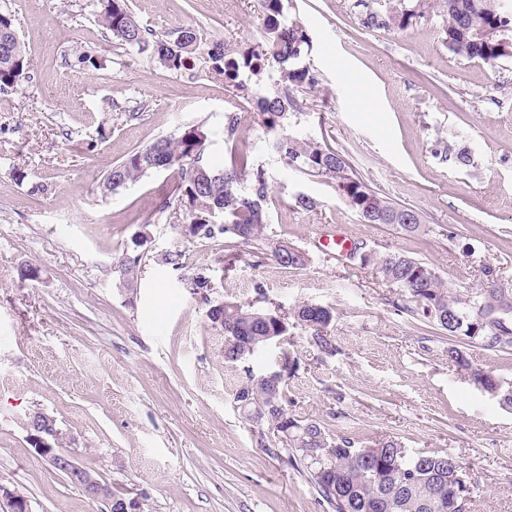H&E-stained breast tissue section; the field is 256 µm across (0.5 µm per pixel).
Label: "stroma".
I'll use <instances>...</instances> for the list:
<instances>
[{
  "instance_id": "obj_1",
  "label": "stroma",
  "mask_w": 512,
  "mask_h": 512,
  "mask_svg": "<svg viewBox=\"0 0 512 512\" xmlns=\"http://www.w3.org/2000/svg\"><path fill=\"white\" fill-rule=\"evenodd\" d=\"M127 3L159 36L196 29L200 50L186 68L169 71L119 45L97 24L96 0H0L30 61L28 79L0 92V484L23 491L33 512H104L36 455L26 424L43 411L62 429L63 451L114 493L139 498L142 512H329L237 410L242 366L225 361L224 331L207 317L208 302L262 291L287 309L309 302L335 312V355L292 338L300 368L288 381L289 412L365 442L447 451L474 487L466 512H512V409L449 367L447 338L394 311L370 270L320 240L328 229L407 254L458 289L477 286L485 263L512 278V59L449 53L437 16L404 30L366 28L358 0H282L312 40L301 60L319 85L279 133L341 152L428 226L365 223L335 181L277 160L279 133L251 111L236 147L266 173L272 241L311 258L295 269L247 244L188 241L182 223L157 210L174 171L100 194L112 164L188 125L205 134L213 164L228 161L224 114L253 99L209 68L204 51L220 40L233 54L264 36L265 0ZM83 50L99 67L77 64ZM461 149L473 166L453 162ZM299 192L317 208H296ZM145 229L128 293L114 267ZM176 246L186 252L181 270L158 260ZM25 264L39 279H21ZM199 273L211 280L205 301L191 286Z\"/></svg>"
}]
</instances>
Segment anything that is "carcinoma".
Segmentation results:
<instances>
[{"mask_svg": "<svg viewBox=\"0 0 512 512\" xmlns=\"http://www.w3.org/2000/svg\"><path fill=\"white\" fill-rule=\"evenodd\" d=\"M266 23L267 57L264 67L254 70L259 76L277 69L285 94L255 102L266 128L282 126L286 109H297L293 91L313 89L317 79L306 66H300L303 47L309 45L305 29L296 20L283 26L281 0H269ZM98 22L111 32L119 44L151 50L163 68L177 72L184 68L198 44L194 29L186 28L174 40L163 39L145 28L128 10L125 0H99ZM437 15L442 18L443 44L448 51L466 59L494 63L512 58V13L501 10L499 0H415L411 7L390 8L385 13L369 11L363 18L366 27L405 29ZM14 15L0 12V90L18 87L26 78L29 62L18 37ZM212 69L237 91L247 84L231 71L224 43L216 41L207 51ZM206 138L199 129L188 127L179 136L161 137L112 166L100 185L109 195L128 184L140 181L160 169H174L179 180L173 194L160 202L158 211L170 219L183 216L190 224L188 235L194 240L221 236L251 243L260 250L269 241L265 206L269 187L265 172L250 164L243 153L232 152L222 167L211 164L203 155ZM275 149L286 164L336 181V189L369 224H392L399 230H422L423 216L388 197L359 176L345 157L316 140L281 136ZM249 182V188L242 187ZM275 261L286 267L304 268L308 253L293 245L273 253ZM390 288L388 304L396 311L420 317L432 329L448 335V364L477 388L512 408V382L491 371L476 367L469 356L472 348L508 352L512 350V288H503L500 268L480 267V284L458 291L447 286L424 263L400 252L368 250L360 262ZM222 323L235 327L233 340L225 341L224 358L238 362L254 355L249 344L266 336L290 337L300 330L308 343L320 353L332 356L337 348L330 334L335 319L328 306L299 304L286 311L258 306L252 302H224ZM233 401L245 403L240 412L262 413L260 423L271 433L288 429V438H275L276 448L268 452L286 454L290 463L306 473L317 494L331 512H464L471 498V483L456 458L445 451L404 452L402 446L387 440L360 454L359 438L333 433L317 421L302 419L288 412L285 381L276 386L244 370ZM451 480L460 496L454 503L435 498L436 486Z\"/></svg>", "mask_w": 512, "mask_h": 512, "instance_id": "obj_1", "label": "carcinoma"}]
</instances>
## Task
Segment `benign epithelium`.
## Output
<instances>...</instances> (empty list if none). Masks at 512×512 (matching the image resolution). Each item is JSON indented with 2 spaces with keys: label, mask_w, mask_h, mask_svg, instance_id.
<instances>
[{
  "label": "benign epithelium",
  "mask_w": 512,
  "mask_h": 512,
  "mask_svg": "<svg viewBox=\"0 0 512 512\" xmlns=\"http://www.w3.org/2000/svg\"><path fill=\"white\" fill-rule=\"evenodd\" d=\"M55 423L53 416L42 411L29 416L27 428L36 454L79 486L88 498L104 503L106 512H140L138 499L114 495L109 484L80 465L74 456L59 451ZM0 512H31L30 501L15 489L0 484Z\"/></svg>",
  "instance_id": "7a95c632"
}]
</instances>
